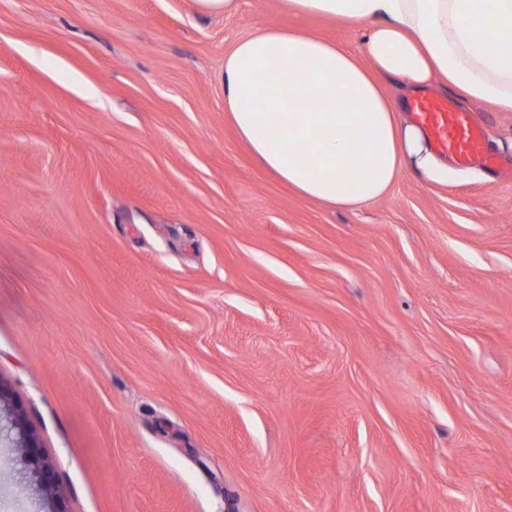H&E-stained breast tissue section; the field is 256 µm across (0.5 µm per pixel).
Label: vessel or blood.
Here are the masks:
<instances>
[{
	"mask_svg": "<svg viewBox=\"0 0 512 512\" xmlns=\"http://www.w3.org/2000/svg\"><path fill=\"white\" fill-rule=\"evenodd\" d=\"M412 110L437 152L463 166L473 163L494 166L495 159L487 151L481 131L470 114L453 102L423 97L413 103Z\"/></svg>",
	"mask_w": 512,
	"mask_h": 512,
	"instance_id": "b4317fda",
	"label": "vessel or blood"
}]
</instances>
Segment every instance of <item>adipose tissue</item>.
I'll return each instance as SVG.
<instances>
[{
    "mask_svg": "<svg viewBox=\"0 0 512 512\" xmlns=\"http://www.w3.org/2000/svg\"><path fill=\"white\" fill-rule=\"evenodd\" d=\"M224 58V110L265 171L298 196L353 209L403 172L442 176L386 82L452 90L512 112V0H280ZM316 17L366 32L355 52L308 32Z\"/></svg>",
    "mask_w": 512,
    "mask_h": 512,
    "instance_id": "obj_1",
    "label": "adipose tissue"
}]
</instances>
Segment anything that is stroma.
<instances>
[{"label":"stroma","instance_id":"obj_1","mask_svg":"<svg viewBox=\"0 0 512 512\" xmlns=\"http://www.w3.org/2000/svg\"><path fill=\"white\" fill-rule=\"evenodd\" d=\"M285 21L0 0V382L60 512H512V179L296 196L224 112ZM465 110L512 163V112ZM33 471L0 444V512Z\"/></svg>","mask_w":512,"mask_h":512}]
</instances>
